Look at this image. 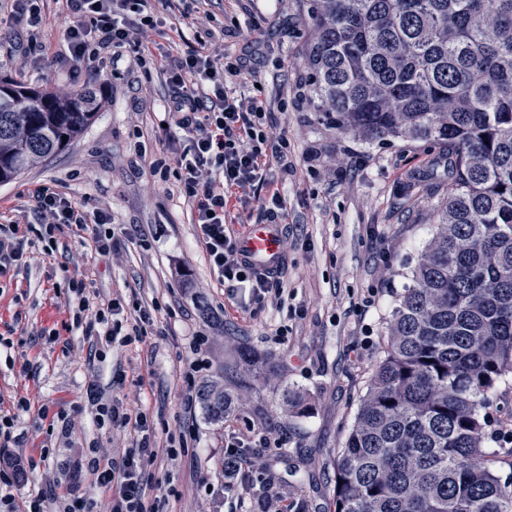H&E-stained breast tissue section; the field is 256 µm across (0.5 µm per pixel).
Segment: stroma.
Listing matches in <instances>:
<instances>
[{"mask_svg":"<svg viewBox=\"0 0 512 512\" xmlns=\"http://www.w3.org/2000/svg\"><path fill=\"white\" fill-rule=\"evenodd\" d=\"M39 8L42 24L26 50L9 8L0 9V78L60 93L92 87L103 103L72 146L0 185V225L35 222L30 194L53 182L88 210L106 209L121 236L103 255L62 227L48 256L29 232L27 266L0 277V414L15 417L0 457L25 464L16 495L47 492L46 512L58 510L55 489L106 499L90 455L112 458L141 439L130 425L99 428L97 407L108 404L147 416L156 457L144 477L156 512H254L267 498L289 512H334L336 457L446 193L416 180L435 149L410 139L369 143L318 112L307 81L306 0H149L160 21L157 56L202 49L242 58L268 130L288 140V175L271 185L285 199L284 291L255 299L218 281L175 182L154 185L152 163L168 149L171 88L161 61L144 67L129 51L116 68L108 49L72 61L61 0ZM190 14L203 15L204 26H188ZM80 275L98 298L150 310L146 335L104 351L98 336L72 327L78 298L70 282ZM202 300L210 316L200 314ZM196 335L207 339L210 367L190 382L184 367ZM243 344L279 368L236 387L223 422L212 423L185 399L224 369H239ZM289 392L306 399V413H286ZM22 398L28 410L17 409ZM510 434L512 380L487 410L486 445L505 462L512 450L500 441ZM230 436L262 457L234 488L225 487L222 466ZM266 438L273 447L263 446Z\"/></svg>","mask_w":512,"mask_h":512,"instance_id":"1","label":"stroma"}]
</instances>
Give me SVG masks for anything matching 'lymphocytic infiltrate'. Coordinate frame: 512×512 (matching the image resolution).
I'll use <instances>...</instances> for the list:
<instances>
[{"instance_id": "obj_1", "label": "lymphocytic infiltrate", "mask_w": 512, "mask_h": 512, "mask_svg": "<svg viewBox=\"0 0 512 512\" xmlns=\"http://www.w3.org/2000/svg\"><path fill=\"white\" fill-rule=\"evenodd\" d=\"M64 2L74 17L65 35L75 59H83L95 42L116 54L133 48L145 65L156 62L151 34L157 22L145 12V0ZM244 70L241 59L202 50L190 51L166 65L171 95L165 110L169 141L175 149L155 159L153 172L163 181L176 177L180 194L192 204L198 239L218 280L247 284L255 297L262 298L280 291L283 282L279 273L256 271L240 258L231 228L232 201L266 185L272 170L287 173L288 142L271 141L264 127L262 102L243 92ZM33 198L41 238H53L55 230L64 225L80 241L92 243L96 251H107L114 243L110 217L101 211L87 213L58 185L39 186ZM72 290L79 298L73 325L98 330L105 343H114L123 330L121 301L91 299L85 281L78 278L73 279ZM97 422L103 428L134 425L141 434L139 445L112 461L91 459L95 484L111 493L106 503L70 496L62 500L60 512H153L146 504L144 481V471L155 457L146 416L103 404ZM18 484V468L0 465V512H44L42 496L14 495Z\"/></svg>"}]
</instances>
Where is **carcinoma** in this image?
I'll use <instances>...</instances> for the list:
<instances>
[{
  "mask_svg": "<svg viewBox=\"0 0 512 512\" xmlns=\"http://www.w3.org/2000/svg\"><path fill=\"white\" fill-rule=\"evenodd\" d=\"M318 111L365 141L445 150L448 196L336 458L335 512H512L485 411L512 377V0H307ZM101 101L0 81V184L65 150ZM67 140H62V137ZM206 417L232 394L202 385Z\"/></svg>",
  "mask_w": 512,
  "mask_h": 512,
  "instance_id": "1",
  "label": "carcinoma"
}]
</instances>
